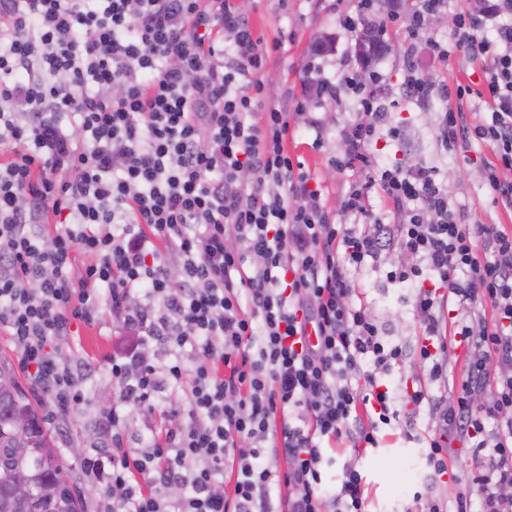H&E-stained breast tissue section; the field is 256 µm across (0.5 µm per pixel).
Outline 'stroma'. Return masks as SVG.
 I'll list each match as a JSON object with an SVG mask.
<instances>
[{
  "mask_svg": "<svg viewBox=\"0 0 512 512\" xmlns=\"http://www.w3.org/2000/svg\"><path fill=\"white\" fill-rule=\"evenodd\" d=\"M237 2L248 14L256 35L271 46L262 80L274 82L275 87L264 90V97L269 100L287 94L303 97L307 111L320 121L319 126L312 127L305 119H298L290 127L286 146L293 161L302 163L304 171L320 182L324 204L335 214L337 223L356 221L355 216L340 211V197L349 185L378 175L387 167L420 166L435 170L438 179L447 184L452 201L469 213L472 221L512 225V211L494 204L493 193L485 180L484 163L491 156L490 148L475 143L445 149L437 136L436 106L414 102L403 93L404 70L411 61L420 73H434L435 86L481 85L480 67L461 52L452 50L444 62L432 56L430 41L450 46L454 41L447 22H431L427 32L413 39L399 26L388 32V52L370 63L371 69L382 75L381 98L386 114L378 123L376 137L365 148L368 165L349 166L342 162V130L356 116L353 94L340 87L335 97L319 99L304 96L303 89L309 80L307 65L317 66L323 77L338 83L343 61L355 56L356 35L339 28L337 18L355 13L356 0ZM319 37L332 42V52L312 54L311 44ZM386 272V266L375 263L352 272L351 277L384 341L403 351L401 361L387 376L392 402L400 415L391 424L379 427L376 447L363 451L350 447L326 449L323 480L330 487L340 483L345 463L356 461L365 483L367 512H410L415 496L451 500L463 489L471 499H478V489L468 468L470 450L459 441H451L449 453L461 482H453L447 475L438 482L431 477L425 454L426 437L434 426L433 417L428 409L412 410L403 395L409 385H426L433 395L439 394L440 386L429 381L419 362L423 329L412 310L411 292L392 284ZM78 330L72 345L62 350L65 360L76 359L96 368L104 367L116 343L109 309H101L96 324H82ZM116 396L114 384L106 381L90 384L87 404L67 424L52 416L46 398L38 400L44 427L56 440L70 482L81 492L84 512H91L98 491L84 482L81 462L91 446L100 440L96 414L111 407Z\"/></svg>",
  "mask_w": 512,
  "mask_h": 512,
  "instance_id": "1",
  "label": "stroma"
}]
</instances>
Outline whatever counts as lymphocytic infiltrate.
I'll list each match as a JSON object with an SVG mask.
<instances>
[{
  "label": "lymphocytic infiltrate",
  "instance_id": "lymphocytic-infiltrate-1",
  "mask_svg": "<svg viewBox=\"0 0 512 512\" xmlns=\"http://www.w3.org/2000/svg\"><path fill=\"white\" fill-rule=\"evenodd\" d=\"M501 15L512 0L450 16L484 82L444 91L438 133L491 148L493 201L512 210V24L483 36ZM265 63L235 0H0V329L65 418L92 376L58 353L74 322L105 305L121 329L103 450L82 464L94 512H366L355 465L324 485L322 445L375 446L390 421L385 377L402 352L350 278L386 249L416 259L386 276L413 291L430 379L464 358L450 398L405 395L435 411L432 476L448 474L451 440L471 442L479 512H512V226L471 222L423 167L351 186L341 207L360 221L333 222L284 147L287 104L260 96ZM342 80L360 113L342 138L362 163L381 75L346 62ZM472 96L488 118L464 112ZM375 187L402 221L370 226ZM452 300L465 313L447 322ZM484 305L490 318L473 316ZM169 391L185 403L166 405ZM159 414L165 429L126 444L130 421Z\"/></svg>",
  "mask_w": 512,
  "mask_h": 512
}]
</instances>
